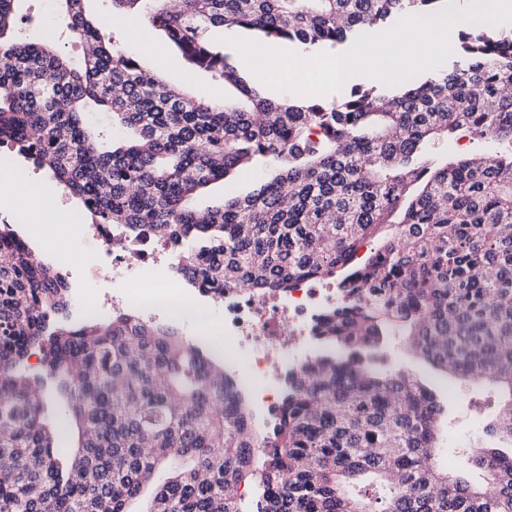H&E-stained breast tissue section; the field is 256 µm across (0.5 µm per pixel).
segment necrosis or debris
I'll use <instances>...</instances> for the list:
<instances>
[{"mask_svg": "<svg viewBox=\"0 0 512 512\" xmlns=\"http://www.w3.org/2000/svg\"><path fill=\"white\" fill-rule=\"evenodd\" d=\"M81 231L100 247L101 263L113 279L132 283L120 297L127 308L168 310L181 301L177 259L166 242L134 235L120 224L82 218ZM122 241L112 251L111 239ZM340 296L333 283L307 279L287 291L258 292L251 288L224 291V361L237 381L258 391L262 404L274 407L289 372L298 370L315 345V320Z\"/></svg>", "mask_w": 512, "mask_h": 512, "instance_id": "1", "label": "necrosis or debris"}]
</instances>
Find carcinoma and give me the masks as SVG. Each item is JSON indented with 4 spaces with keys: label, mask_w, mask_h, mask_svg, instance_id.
I'll use <instances>...</instances> for the list:
<instances>
[{
    "label": "carcinoma",
    "mask_w": 512,
    "mask_h": 512,
    "mask_svg": "<svg viewBox=\"0 0 512 512\" xmlns=\"http://www.w3.org/2000/svg\"><path fill=\"white\" fill-rule=\"evenodd\" d=\"M22 2L0 0V146L99 223L167 241L202 295L310 278L335 279L341 295L316 327L337 350L303 362L258 437L242 388L202 344L91 306L65 323V281L0 227V512H126L160 468L146 512H242L236 488L254 475L260 512H512V453L476 456L478 485L438 467L440 402L360 358L399 333L435 369L512 391V35L462 29L463 62L394 90L279 102L214 37L333 47L445 0H112L224 82V100L202 101L105 38L89 0H57L77 67L56 35H14ZM92 108L118 142L83 119ZM460 132L508 149L430 161ZM259 161L273 170L251 192L195 206ZM36 347L40 377L25 365ZM48 383L68 404L54 425ZM487 431L512 441V401Z\"/></svg>",
    "instance_id": "cac0c4a2"
}]
</instances>
